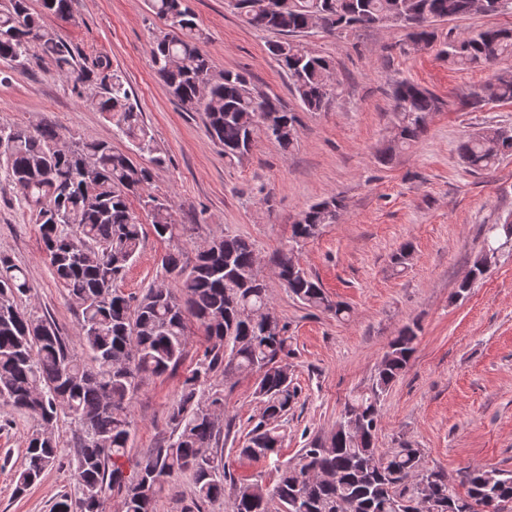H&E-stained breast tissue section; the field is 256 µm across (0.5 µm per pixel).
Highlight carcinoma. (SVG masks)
<instances>
[{
  "mask_svg": "<svg viewBox=\"0 0 512 512\" xmlns=\"http://www.w3.org/2000/svg\"><path fill=\"white\" fill-rule=\"evenodd\" d=\"M512 0H235L232 8L250 27L275 31L282 39L268 50L287 70L295 95L308 112L322 111L334 91L332 58L307 49L297 37L314 27L345 33L361 26L398 25L417 44H439L448 63L479 67L512 55V28H488L454 40H439L433 23L480 11L496 15ZM164 29L152 49V67L181 108L201 113L208 134L229 165L252 153L258 135L274 128L283 150L294 146L299 119L278 98L251 86L240 72H212L199 46L202 32L185 0H149ZM74 20L73 0H0V60L24 68L32 57L50 61L74 78L84 102L107 115L132 153L112 149L108 140H66L52 122L35 126H0V162L19 201L38 228L43 252L59 284L79 309L82 354L45 316L20 307L30 292L26 269L0 255V402L35 419L26 437L22 461L14 473V493L25 494L44 474L64 462L72 467L74 491L60 495L52 512H106L119 497L122 512H156V494L143 496L140 482L159 491L175 474L190 473L196 488L194 508L229 494L232 512H268L277 501L281 512H482L487 500L496 512H512V475L484 467L467 473V493L460 496L440 469L420 472L422 451L404 441L398 448L375 447L380 403L407 368L416 350L418 326L406 325L387 345L371 385L354 395L342 411L343 427L325 439L314 438L298 461L278 468L271 489L259 482H239L215 460L222 430L228 373L259 374L255 394L261 420L238 449L247 458L278 454L282 435L268 421L288 414L297 391L279 362L288 355L286 327L275 315L267 285L256 267L254 244L226 236L200 244L194 260L179 248L161 257L167 274L136 299L119 283L139 255L144 231L131 198L139 199L157 237L177 242L187 230L176 223L168 198L149 190L151 174L133 155L148 154L158 163L157 148L142 112L131 101L123 73L108 58L95 70L77 69L74 48L48 24ZM394 137L378 152L382 164L396 150L425 131L440 100L411 82L393 91ZM512 102V79L498 77L465 102ZM457 151L474 172L491 169L512 154V132L486 130L461 140ZM343 201L331 196L303 210L292 225V242L318 235L334 224ZM484 247L512 248V220L486 229ZM274 274L302 304L336 317L349 313L328 300L319 282L296 260L294 247L270 257ZM487 258H477L470 279L457 295L469 292L486 273ZM204 336L202 354L184 375L168 413L169 439L160 441L124 475V458L135 432L130 408L140 383L182 364L194 330ZM74 425L69 459L45 422L60 416Z\"/></svg>",
  "mask_w": 512,
  "mask_h": 512,
  "instance_id": "1",
  "label": "carcinoma"
}]
</instances>
